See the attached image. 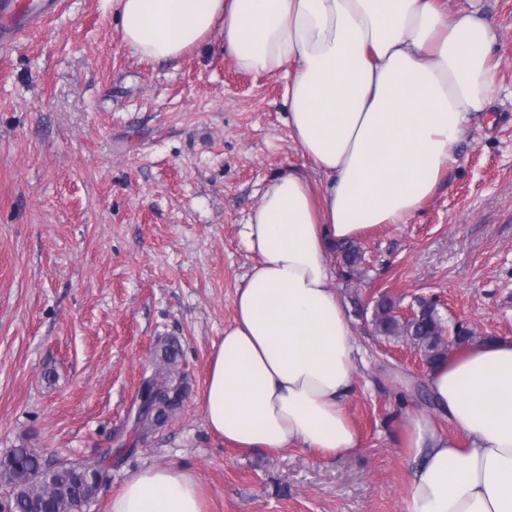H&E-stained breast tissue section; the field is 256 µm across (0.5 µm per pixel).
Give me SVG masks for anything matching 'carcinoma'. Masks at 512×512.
<instances>
[{
	"label": "carcinoma",
	"mask_w": 512,
	"mask_h": 512,
	"mask_svg": "<svg viewBox=\"0 0 512 512\" xmlns=\"http://www.w3.org/2000/svg\"><path fill=\"white\" fill-rule=\"evenodd\" d=\"M341 253L348 271H357L363 260L361 249L351 243L342 247ZM373 325L381 336L409 340L428 365L448 357L450 348L466 345L473 338L471 330L459 326L451 339H445L447 328L432 305L406 319L394 312V304L388 299L377 303ZM181 353L180 341L175 336L160 345L157 363L149 375L150 387L156 389V406L132 427L137 437L144 438L163 427L181 402ZM0 484L9 489V512H82L100 491L94 472L83 462L65 460L47 469L41 455L25 446L0 457Z\"/></svg>",
	"instance_id": "carcinoma-1"
}]
</instances>
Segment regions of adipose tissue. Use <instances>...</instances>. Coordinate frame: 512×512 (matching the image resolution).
<instances>
[{"label":"adipose tissue","mask_w":512,"mask_h":512,"mask_svg":"<svg viewBox=\"0 0 512 512\" xmlns=\"http://www.w3.org/2000/svg\"><path fill=\"white\" fill-rule=\"evenodd\" d=\"M118 3L122 42L142 59H180L216 34L240 70L286 73L291 136L324 179L281 172L244 226L259 261L199 393L208 430L232 448L354 451L344 401L357 347L327 256L407 223L456 163L455 145L498 89L492 23L441 0ZM427 382L456 434L408 412L409 512H512V336L472 344L430 367ZM109 512L204 503L190 471L153 467L125 482Z\"/></svg>","instance_id":"1"}]
</instances>
